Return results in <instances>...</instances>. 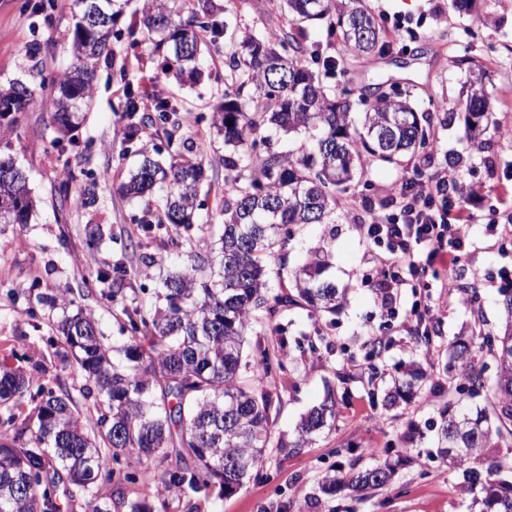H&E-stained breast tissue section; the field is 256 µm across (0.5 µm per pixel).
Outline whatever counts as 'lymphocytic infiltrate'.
Listing matches in <instances>:
<instances>
[{
    "instance_id": "1",
    "label": "lymphocytic infiltrate",
    "mask_w": 512,
    "mask_h": 512,
    "mask_svg": "<svg viewBox=\"0 0 512 512\" xmlns=\"http://www.w3.org/2000/svg\"><path fill=\"white\" fill-rule=\"evenodd\" d=\"M480 187L449 188L446 176L437 174L418 184L402 182L395 195L394 212L371 213L364 231L374 242L385 244L392 256L374 286L390 316H398L393 302L400 289H410L414 301L406 314L416 323L434 317L429 271L455 266L465 246L463 227L472 219L464 199L479 195Z\"/></svg>"
}]
</instances>
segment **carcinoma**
Here are the masks:
<instances>
[{"mask_svg":"<svg viewBox=\"0 0 512 512\" xmlns=\"http://www.w3.org/2000/svg\"><path fill=\"white\" fill-rule=\"evenodd\" d=\"M116 0L101 3L72 0L70 38L72 64L63 71L38 68L32 80H11L0 87V129L16 123L37 97L49 92L52 103L51 147L62 156L79 150L74 131L89 114L97 65L110 52L122 10ZM180 0H143L140 15L130 20V45L150 41L163 55L162 73L182 84L203 75V52L218 44L224 32L214 10L183 20ZM287 0L292 22L322 21L327 34L339 35L345 51L369 55L383 51L384 29L362 0ZM339 60L324 55L320 43L307 42L302 28L265 38L245 32L236 39L232 66L240 85H254L258 97L245 103L226 92L211 118V127L233 152L224 157V216L218 239L185 252L181 266L160 279L146 303L127 298L125 282L133 275L151 276L155 260L143 257V268L129 270L116 261L88 273L87 294L112 304L123 316L127 340L108 344L91 312L65 285L53 294L25 295L0 281V306L16 308L34 333L49 328L61 346L59 363L0 368V512H112L113 500L126 512H163L183 508L199 512L204 502L237 491L262 466L276 446L299 454L336 418L335 389L329 385L322 402L301 417L296 437L274 441L272 407L282 402L274 370L285 369L280 348L287 325L283 314L300 303L318 314L333 313L347 297L346 289L323 276L324 251L310 252L290 275L293 295H271L270 262L284 249L298 224H333L340 196L358 173L380 163L402 165L418 157L413 180L421 179L432 160L431 115L418 113L407 95L382 91L358 97L360 119L353 118V90L331 96L321 74ZM143 92L126 85L121 105L125 141L145 132ZM161 125L178 123L179 104L168 98L154 108ZM466 130L483 146L482 136L500 127L490 96L474 84L465 102ZM274 125L286 135L306 136L294 154L270 147L263 130ZM177 152L164 164L160 150L142 148L139 163L116 186L120 195L154 197L142 217V231H189L198 223L199 188L206 178L201 151ZM76 176L63 175L57 192L59 210L79 204ZM34 200L25 171L10 156L0 155V224H27ZM501 322L478 340L448 343L443 372L448 387L483 403L450 399L438 412L436 456L456 469L463 482L480 489L470 512H512V482L499 479L501 465L487 462L485 449L512 439V288L500 290ZM255 323L266 326L269 342L257 344L253 360L243 361L245 336ZM438 338L435 324L418 325L414 343L426 348ZM487 351L496 362L486 375L476 352ZM251 372L253 386L240 381ZM78 371L87 384L71 392L64 373ZM414 375L395 378L384 397L394 407L415 401L421 388ZM98 413L100 430L85 429V415ZM145 456L158 461L155 487L130 498L126 489L140 484L128 461ZM396 464L386 459L371 468L328 473L320 493L333 497L347 491L362 496L390 485ZM112 486L111 493L103 487Z\"/></svg>","mask_w":512,"mask_h":512,"instance_id":"carcinoma-1","label":"carcinoma"}]
</instances>
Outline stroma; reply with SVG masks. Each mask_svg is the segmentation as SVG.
Masks as SVG:
<instances>
[{"instance_id": "1", "label": "stroma", "mask_w": 512, "mask_h": 512, "mask_svg": "<svg viewBox=\"0 0 512 512\" xmlns=\"http://www.w3.org/2000/svg\"><path fill=\"white\" fill-rule=\"evenodd\" d=\"M223 11L228 24L219 51L207 58L204 75L194 86L164 81L167 97L175 99L189 115L176 135L177 141L203 147L208 160L209 190L205 211L212 216L210 234L219 235L221 218L216 214L217 195L224 186V141L210 126L213 106L231 84L230 56L233 42L247 30L269 36L289 28L291 18L280 0H211ZM50 5L51 22L33 13L34 4ZM381 22L388 43L383 53L369 57L343 55L339 41L329 53L342 56V71L323 74L324 84L340 90L352 81L356 93L376 88H397L407 93L413 107L432 115L434 140L431 170H447L463 183L483 186L480 199L468 205L473 218L460 262L440 270L453 286L438 301L434 322L442 334L431 348L415 346L401 319L388 318L380 297L363 283L388 258L385 245L374 243L360 230L371 205L388 198L391 189L412 177L410 165H380L368 169L343 196L332 224H302L277 263L293 268L310 249L324 247L331 255L329 274L348 291L335 313L318 316L303 306L286 313L288 331L282 357L286 370L277 381L283 398L276 416L275 434L294 438L295 428L310 408L318 405L326 383L336 388V419L299 454L270 453L258 474L224 498L217 509L201 512H327L316 500L322 474L358 461L370 467L385 459L387 446L407 430L415 432V451L402 462L393 482L360 503H342L339 512H468L473 493L458 474L433 460L432 425L437 409L449 399L448 382L442 373L446 347L457 336L471 335L475 325L496 328L501 318L500 291L512 287V0H497L495 19L479 21L476 13L450 10L448 0H365ZM73 24L69 0H0V82L28 80L35 62L50 70L70 62L67 50ZM38 43V59L26 58L21 48ZM111 56L98 64L94 108L78 127L79 151L57 155L49 146L48 127L52 110L43 96L20 113L12 134L0 138V154L13 156L27 171L37 198V209L27 224H0V274L15 286L49 293L64 285L78 289L87 269L125 259L139 266L142 254L154 256L161 267L176 259L178 249L198 239V231L170 229L168 234L140 238L137 250L126 249L145 200L127 199L112 190L135 165L134 155H122L124 122L119 113L123 87L130 84L153 89L154 76L163 58L151 43L130 47L126 40L112 44ZM469 57L481 65L485 87L496 107L500 131H488L489 149L477 152L465 133L464 111L472 75L467 66H453V58ZM85 171L84 207L59 211L54 188L64 169ZM101 225L103 242L94 250L84 247L86 225ZM22 328L19 315L0 309V364H14L13 352L24 349L35 362H51L52 350L45 337H31L26 346L17 338ZM322 335L317 353L299 349L301 336ZM390 339L381 357L370 358L368 337ZM420 368L421 396L409 409L385 410L370 395L372 387L389 388L397 371L409 365ZM383 373L369 385L370 367Z\"/></svg>"}]
</instances>
